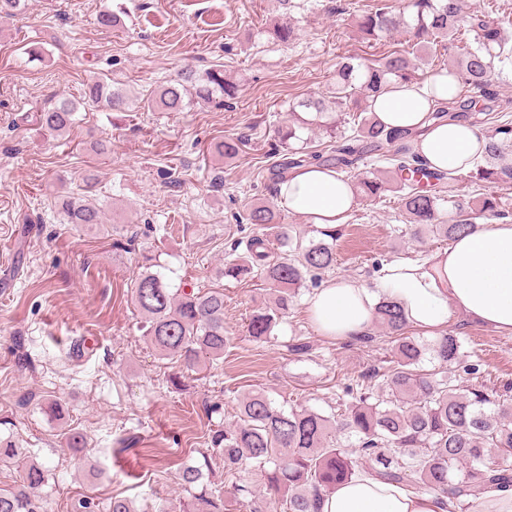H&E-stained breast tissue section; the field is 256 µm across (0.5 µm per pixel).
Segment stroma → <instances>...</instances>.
Listing matches in <instances>:
<instances>
[{
	"label": "stroma",
	"instance_id": "obj_1",
	"mask_svg": "<svg viewBox=\"0 0 512 512\" xmlns=\"http://www.w3.org/2000/svg\"><path fill=\"white\" fill-rule=\"evenodd\" d=\"M374 2L28 0L22 15L0 21V437L48 467L46 512H80L83 499L103 506L115 496L138 512H179L188 495L178 469L210 453L214 430L234 421L244 395L260 390L276 407L327 415L348 379L382 367L379 325L366 341L323 336L309 320L306 289L272 341L253 340L249 319L271 298L269 285L252 273L220 275L225 258L259 234L248 208L277 202L275 130L293 103L331 95L339 57L407 49L403 36L358 30ZM106 12L117 15L116 26L100 24ZM283 22L297 30L288 44L274 35ZM31 43L42 47L41 59H29ZM218 65L238 87L223 107L140 108L184 67L202 73ZM96 78L124 89L125 110L79 112L58 139L37 129L40 109L79 98ZM227 138L241 140L238 153L214 154ZM98 140L109 141L107 152L93 150ZM90 173L105 223H60L56 197L82 192ZM406 225L395 193L357 198L336 230L331 278L370 286L391 260L447 249L433 237L409 240ZM146 254L173 285L223 289V362L185 375L150 346L131 302ZM449 327L480 369L475 379L457 373L460 385L512 388V335L461 313ZM296 337L308 353L287 351ZM48 399L62 403V419L44 414ZM67 429L86 436L81 454L63 452Z\"/></svg>",
	"mask_w": 512,
	"mask_h": 512
}]
</instances>
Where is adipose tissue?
<instances>
[{
  "label": "adipose tissue",
  "instance_id": "adipose-tissue-1",
  "mask_svg": "<svg viewBox=\"0 0 512 512\" xmlns=\"http://www.w3.org/2000/svg\"><path fill=\"white\" fill-rule=\"evenodd\" d=\"M451 77L394 84L371 110L389 128L417 129L418 152L433 169H472L485 137L470 123L436 124L428 114L447 97ZM280 204L321 228L345 223L355 204L352 183L335 170L306 165L277 186ZM399 302L410 324L425 333L444 330L453 313L512 334V219L476 224L430 259H395L374 287L334 279L315 289L308 313L321 334L345 340L364 335L382 297ZM323 512H440L433 493H409L366 475L353 477L324 498Z\"/></svg>",
  "mask_w": 512,
  "mask_h": 512
}]
</instances>
